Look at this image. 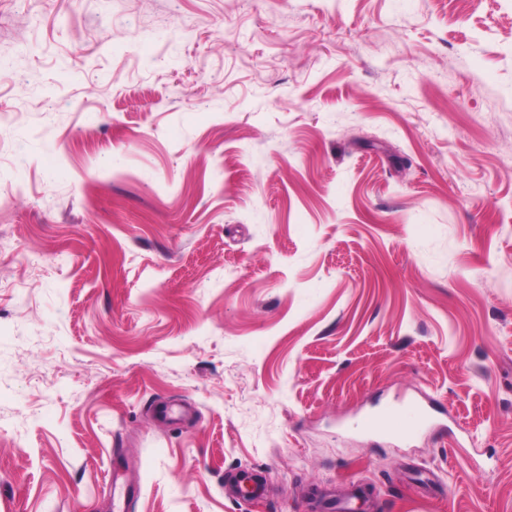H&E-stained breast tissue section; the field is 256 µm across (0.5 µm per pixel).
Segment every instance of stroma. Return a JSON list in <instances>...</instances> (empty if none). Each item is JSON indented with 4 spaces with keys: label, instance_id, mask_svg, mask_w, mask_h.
Here are the masks:
<instances>
[{
    "label": "stroma",
    "instance_id": "35a3bbf8",
    "mask_svg": "<svg viewBox=\"0 0 512 512\" xmlns=\"http://www.w3.org/2000/svg\"><path fill=\"white\" fill-rule=\"evenodd\" d=\"M1 185L0 512H512V0H0Z\"/></svg>",
    "mask_w": 512,
    "mask_h": 512
}]
</instances>
